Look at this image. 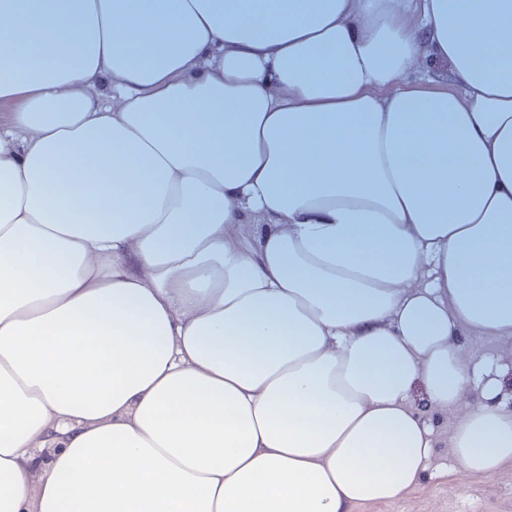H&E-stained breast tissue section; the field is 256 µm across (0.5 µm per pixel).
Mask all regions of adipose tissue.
<instances>
[{
    "mask_svg": "<svg viewBox=\"0 0 512 512\" xmlns=\"http://www.w3.org/2000/svg\"><path fill=\"white\" fill-rule=\"evenodd\" d=\"M0 512H354L512 463V0H0ZM447 87L405 86L425 54ZM62 443L36 465L37 450ZM465 351L473 360L510 362V367L508 366L500 379L503 391L512 393V341L502 342L494 336H478L466 342Z\"/></svg>",
    "mask_w": 512,
    "mask_h": 512,
    "instance_id": "1",
    "label": "adipose tissue"
}]
</instances>
